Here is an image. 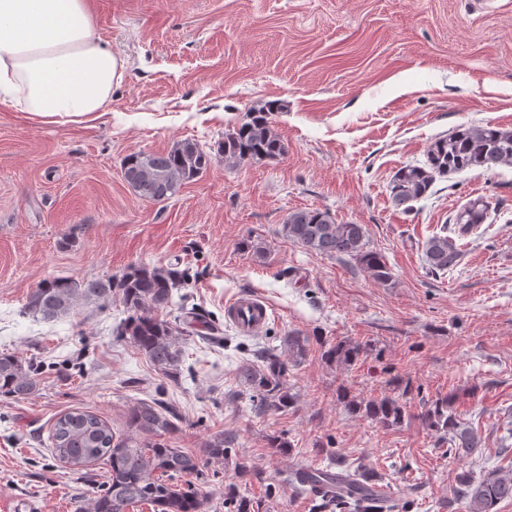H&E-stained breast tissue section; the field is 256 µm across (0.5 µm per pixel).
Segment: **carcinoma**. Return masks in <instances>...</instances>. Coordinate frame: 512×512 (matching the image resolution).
<instances>
[{
	"mask_svg": "<svg viewBox=\"0 0 512 512\" xmlns=\"http://www.w3.org/2000/svg\"><path fill=\"white\" fill-rule=\"evenodd\" d=\"M277 111L279 106L270 103L249 112L245 121L224 133L214 153L189 139L174 143L164 153L132 152L123 159L124 179L140 196L159 203L206 172L217 155L231 168L278 160L286 155L287 146L277 130ZM498 165H512V131L461 124L431 143L424 163L404 165L396 171L390 186L391 199L394 205L409 209L411 203L427 195L438 177ZM488 217L489 204L479 197L457 212L454 224L458 234L464 236L477 230ZM282 233L310 252L356 260L377 283L392 279L383 257L367 249L362 224L338 222L327 211L301 209L288 214ZM424 255L429 270L445 273L456 264L460 252L452 239L435 233L425 241ZM186 282L183 270L146 264L131 266L121 276L105 281L55 277L34 288L25 314L35 321H53L73 314L82 305L107 309L117 301L127 312L116 327L117 335L129 339L156 369L174 379L181 373L180 336L187 335L201 315L185 311L173 322L159 312L173 305L174 293ZM308 343L304 336H290L288 359L271 349L265 353L262 366L244 369L255 412H284L293 406L295 394L288 387L287 362L305 358ZM360 352L358 345L338 342L325 350V357L352 362ZM36 387L31 366L15 354H0V397H25ZM454 403L455 398L448 396L428 404L422 413L424 423L448 441L449 453L459 458L482 455L481 435L460 421ZM348 411L362 413L383 427H393L404 420L406 406L384 397L351 402ZM178 420L179 416L163 401H140L130 410L128 434L122 438L97 414L74 409L52 424L51 453L76 470L100 461L107 463L106 485L86 500L85 512H128L130 505L139 502L150 505L153 512H207V495L178 482V478L203 475L207 460L228 459L230 441L219 433L199 453L178 448L171 442L180 431ZM376 482V473L362 465L336 474L304 466L290 473L295 492L310 497L317 512H383L379 501L369 493ZM454 493L467 502L468 512H497L500 502L512 500V469L499 468L480 479L464 471L456 477ZM224 500L233 505L234 512H255L251 500L231 490L225 491Z\"/></svg>",
	"mask_w": 512,
	"mask_h": 512,
	"instance_id": "carcinoma-1",
	"label": "carcinoma"
}]
</instances>
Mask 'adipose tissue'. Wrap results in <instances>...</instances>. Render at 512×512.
<instances>
[{
	"mask_svg": "<svg viewBox=\"0 0 512 512\" xmlns=\"http://www.w3.org/2000/svg\"><path fill=\"white\" fill-rule=\"evenodd\" d=\"M123 69L94 39L85 0H0V106L43 122L93 120Z\"/></svg>",
	"mask_w": 512,
	"mask_h": 512,
	"instance_id": "ef3b65f1",
	"label": "adipose tissue"
}]
</instances>
